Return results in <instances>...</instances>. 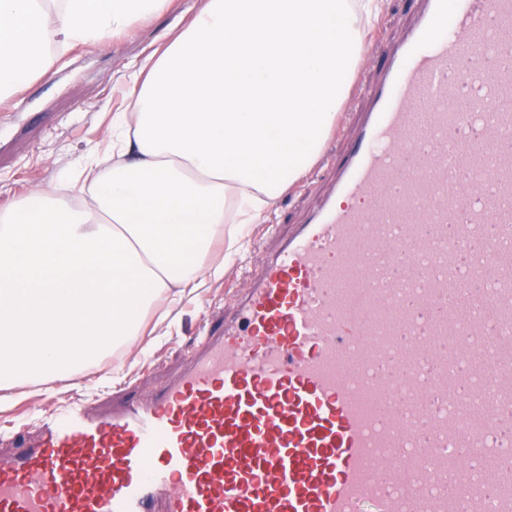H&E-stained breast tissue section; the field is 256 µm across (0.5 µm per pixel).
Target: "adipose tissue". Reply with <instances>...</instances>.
<instances>
[{"mask_svg": "<svg viewBox=\"0 0 512 512\" xmlns=\"http://www.w3.org/2000/svg\"><path fill=\"white\" fill-rule=\"evenodd\" d=\"M169 0H0V99L46 46L102 43ZM379 0H201L129 73L90 182L0 204V381L130 347L143 316L221 277L230 211L263 213L316 162Z\"/></svg>", "mask_w": 512, "mask_h": 512, "instance_id": "ef3b65f1", "label": "adipose tissue"}]
</instances>
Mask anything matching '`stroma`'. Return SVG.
Wrapping results in <instances>:
<instances>
[{"instance_id":"stroma-1","label":"stroma","mask_w":512,"mask_h":512,"mask_svg":"<svg viewBox=\"0 0 512 512\" xmlns=\"http://www.w3.org/2000/svg\"><path fill=\"white\" fill-rule=\"evenodd\" d=\"M196 6L197 0H170L165 13L107 38L101 47L53 51L49 75L28 79L8 107L0 108V201L78 176L88 154L102 145L112 113L124 99L132 62L149 54L170 27L187 26ZM417 7L418 0H384L379 19L362 36L365 50L318 162L277 201L266 223L250 225L244 251L225 265L223 277L208 281L197 296L172 303L168 320L156 312L146 317L141 336L129 350L60 375L47 387L0 388L1 458L34 437V419L50 405L79 399L89 411L106 414L113 397L146 396L184 369L199 347L209 315L232 312L236 294L249 288L248 270L261 252L273 248L291 225L306 223L328 198L331 174L350 146L380 66L372 46L379 38L390 47L399 44Z\"/></svg>"}]
</instances>
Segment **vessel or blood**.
<instances>
[{
	"mask_svg": "<svg viewBox=\"0 0 512 512\" xmlns=\"http://www.w3.org/2000/svg\"><path fill=\"white\" fill-rule=\"evenodd\" d=\"M506 51L512 0H421L321 210L172 382L45 411L0 512H512Z\"/></svg>",
	"mask_w": 512,
	"mask_h": 512,
	"instance_id": "1",
	"label": "vessel or blood"
}]
</instances>
